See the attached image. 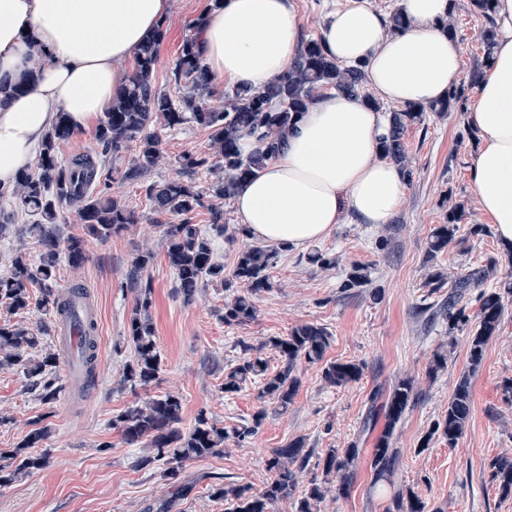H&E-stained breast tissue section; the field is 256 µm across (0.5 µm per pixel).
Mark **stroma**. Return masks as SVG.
<instances>
[{"label":"stroma","mask_w":512,"mask_h":512,"mask_svg":"<svg viewBox=\"0 0 512 512\" xmlns=\"http://www.w3.org/2000/svg\"><path fill=\"white\" fill-rule=\"evenodd\" d=\"M203 4L204 0H172L165 20L167 34L156 85L174 98L183 89L173 80V63ZM455 14L459 81L467 86L465 103L471 106L478 97L471 74L486 67L479 37L485 19L471 9L470 0H457ZM161 135L163 158L152 180L181 176L184 153L211 152L208 132L192 124L162 130ZM474 140L460 111L445 116L430 112L424 122L409 126L404 143L413 177L391 223L336 225L315 244L317 250L336 258V266L329 269L309 264L307 250L281 251L271 271L273 289L255 298L256 317L242 326L225 325L224 304L231 293L219 284H207L189 303L177 295L164 257L163 229L149 208L146 185L123 178L133 149L106 157L101 179L110 185L112 195L135 211L138 221L101 240L86 234L75 214H66L65 229L83 236L87 259L78 268L61 262L57 270L60 288L79 283L94 296L96 383L80 388L76 374L67 363H60L56 375L66 390L48 405L30 389L23 369H0V451L16 448L31 429L49 430L43 444L45 466L0 488V512H148L173 496L178 502L172 512H228V503L214 496V488L231 483L261 490L269 478L270 449L284 447L299 436L310 454L302 474L306 482L321 475L328 449L346 448L355 441L362 448L349 493L338 499L326 497L322 512H387L389 495L371 487L369 457L376 435L366 432L364 421L372 391L390 390L403 378L414 379L421 396L407 409L392 440L398 451L394 487L413 492L430 512H512V496L499 494L490 468L496 458L512 459V398L504 392L505 383L512 380V296L506 298L500 329L473 372L468 350L475 323L449 335L447 322L432 314L444 294L424 285L430 266L452 275L460 267L476 268L496 258V274L464 298L467 314L473 315L480 292L494 289L512 268V254L500 245L478 204V188L470 172ZM457 202L467 212L457 244L428 258L432 230ZM223 209L225 231L212 228L205 207L194 212L193 221L210 239L215 259L229 271L249 239L241 232L243 218L233 202H224ZM145 251L154 255L148 269L152 283L148 315L161 372L157 383L134 388L124 381L125 367L134 358L125 336L139 292L130 287L128 274L134 257ZM357 265L368 267L369 283L343 290V281ZM304 323L321 325L330 333L326 361L362 364L359 381L332 387L323 380L321 365L299 363L301 385L284 414L263 411L260 381L235 393L223 391L224 373L241 362L243 345L263 346L269 371H276L279 357L265 348V341ZM441 347L448 350V367L429 376L430 360ZM466 374L471 377V416L463 437L452 446L435 433L434 425L444 417L449 397ZM164 394L182 399L181 430H191L202 412L227 429L257 427L248 443L230 442L223 455L188 462L181 480L191 490L183 497L163 480L161 462L140 467L142 458L152 457L153 448L145 442L125 444L112 426L128 407ZM260 411L265 417L257 425L253 418Z\"/></svg>","instance_id":"35a3bbf8"}]
</instances>
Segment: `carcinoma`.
<instances>
[{
	"label": "carcinoma",
	"mask_w": 512,
	"mask_h": 512,
	"mask_svg": "<svg viewBox=\"0 0 512 512\" xmlns=\"http://www.w3.org/2000/svg\"><path fill=\"white\" fill-rule=\"evenodd\" d=\"M491 2L470 0V5L488 22L480 34L488 48L493 46L497 35ZM165 34L164 29H159L135 50V66L128 82L96 128L95 137L106 153L110 151L117 155L126 148L135 147L134 157L123 173L127 181L145 178L158 164L162 140L154 126L165 129L191 123L209 133L213 152L210 156L184 154L183 168L214 175L209 187L211 195L230 200L276 154L286 131L309 110L320 90L335 89L360 97L375 109H381L378 101L365 92L360 67L329 58L320 36L304 40L288 71L270 85L258 90L234 88L224 92L223 104L214 105L211 103L215 94L214 78L202 63L197 50V36L189 34L183 40L171 71L175 83L184 80L188 84L181 99L175 101L155 85V72ZM464 94V86L454 85L443 101L426 107L409 105L391 112L390 133L381 142L383 156L398 164L407 178H412L413 171L403 143L405 129L422 122L427 109L439 115L456 110ZM72 134L66 114L60 113L42 141L35 166L23 168L12 188H0V197L12 198L17 208L28 216L26 231L42 246L38 263H30L19 253L11 260L9 271L0 276V307L10 312L29 307L30 287L34 284L42 292L39 308L56 321L68 315L73 303L86 295V289L80 284L62 291L57 283L60 258H65L73 267L87 260L81 237L59 234L64 211H75L80 223L101 239H108L128 225L137 223L133 210L100 189L96 158L79 154L65 160L60 156V145ZM245 137L263 142L266 149L244 153L241 141ZM146 195L154 214L172 220V223L164 225L166 258L176 276L178 293L183 300L187 303L193 301L201 285L216 282L235 289L224 304V324L239 326L252 321L256 316L254 297L274 288L270 270L275 265L278 250L246 244L239 251L232 272L226 276L224 264L213 257L209 239L192 223V214L204 206L203 196L180 178L155 181L148 185ZM465 219L464 204L458 203L448 210L445 222L432 230L429 259H434L436 254L456 243L459 224ZM152 260L153 253L149 251L138 255L129 272L131 284L141 292L138 311L130 319L126 336L134 350V360L126 367L124 381L133 387L150 386L158 380L161 370L154 330L140 314L151 305V281L143 279L142 274ZM497 265L498 260L490 258L485 266L462 272L451 281L441 268L434 267L429 271L425 286L434 291L450 287L448 300L439 307L441 316L448 322V333L468 322L465 307L460 305L463 294L471 288L480 287ZM368 280V268L357 266L341 288H360ZM505 293L512 294V272L506 275L503 292L483 291L478 297L477 328L469 344V364L473 370L481 365L487 343L504 318ZM47 330L46 326L29 328L0 323V368L22 364L26 350L38 345L39 335ZM329 340L326 328L305 323L294 327L284 337L271 339L266 346H246L243 361L224 374V392H237L247 380L258 377L262 380L259 398L272 400L278 410L286 412L301 383L297 374L298 361L304 359L313 364L322 361ZM267 346L275 350L282 363L280 370L272 374L268 373L267 361L262 357V350ZM97 348L96 327L91 321L88 333L80 336L78 341L79 358L88 379L95 377ZM59 361L60 354L49 351L41 361L26 369L27 376L34 379L33 386L40 388L41 400L46 404L56 401L63 391V385L57 378L43 376L46 368L56 366ZM362 371V366L353 361H334L325 364L322 377L330 386L342 387L358 381ZM419 397L415 382L410 378L399 381L387 394L379 388L372 392L368 427L372 428L379 419H384L383 429L374 441L371 454L372 486L382 481L391 482L397 461V451L391 448V438L410 402ZM182 412L181 398L167 394L128 408L112 422L126 444L150 441V446L157 450L156 458L165 461L162 475L170 484L179 481L187 462L224 453V444L230 440L238 445L248 441L265 416L261 411L256 415L254 425L228 431L201 412L193 429L185 433L180 429ZM470 413V382L464 376L448 400L447 413L435 425L433 432L441 433L448 439V444H454L463 435ZM47 438V429L34 428L19 447L9 452L11 468L0 464V487L46 464V456L34 455L28 449L40 447ZM303 448L304 442L300 438L271 450L266 462L270 479L260 492L253 494L243 487L226 485L216 489L215 495L231 502L232 512H273L275 504L294 497L297 498V512H320L328 492L343 497L349 491L361 448L354 442L342 450L329 449L324 458L322 479L311 480L301 493L300 473L306 463ZM491 467L500 494L512 496V459H496L491 462ZM393 512L428 510L423 501L411 495L405 497L399 492L393 498Z\"/></svg>",
	"instance_id": "cac0c4a2"
}]
</instances>
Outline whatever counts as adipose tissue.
Listing matches in <instances>:
<instances>
[{
	"label": "adipose tissue",
	"mask_w": 512,
	"mask_h": 512,
	"mask_svg": "<svg viewBox=\"0 0 512 512\" xmlns=\"http://www.w3.org/2000/svg\"><path fill=\"white\" fill-rule=\"evenodd\" d=\"M408 25L386 31L368 0L325 16V53L361 66L388 103L428 104L461 75L459 48L440 28L450 0H398ZM498 36L468 114L479 143L472 176L478 202L512 248V0H492ZM170 0H0V78L28 76L24 94L0 102V183L38 153L59 113L88 128L128 81L119 64L164 22ZM198 30L202 62L231 87L261 89L293 63L303 37L294 0H206ZM41 52L40 65L31 56ZM389 116L335 90L288 130L275 156L235 196L253 240L303 248L344 221L387 224L406 190L399 167L379 155Z\"/></svg>",
	"instance_id": "1"
}]
</instances>
